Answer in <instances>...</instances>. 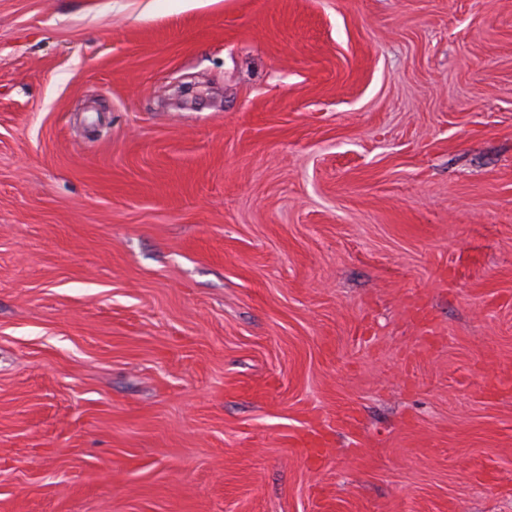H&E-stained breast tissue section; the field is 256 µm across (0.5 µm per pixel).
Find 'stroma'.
<instances>
[{
	"instance_id": "1",
	"label": "stroma",
	"mask_w": 512,
	"mask_h": 512,
	"mask_svg": "<svg viewBox=\"0 0 512 512\" xmlns=\"http://www.w3.org/2000/svg\"><path fill=\"white\" fill-rule=\"evenodd\" d=\"M0 512H512V0H0ZM313 467L323 463L322 448L325 446V434L318 428L297 435L291 445Z\"/></svg>"
}]
</instances>
